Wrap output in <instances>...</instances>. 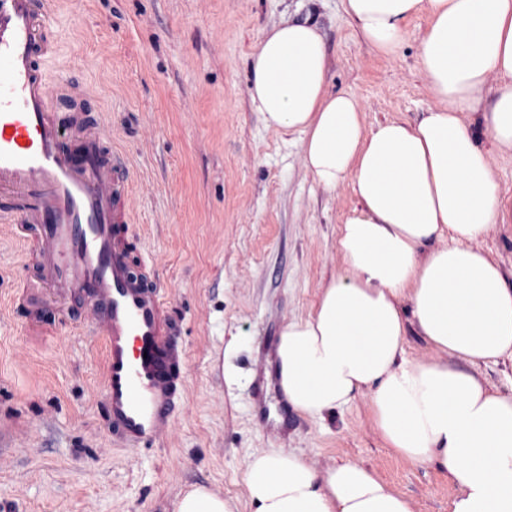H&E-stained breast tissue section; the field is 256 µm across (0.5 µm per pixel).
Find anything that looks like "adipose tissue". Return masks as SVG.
Returning <instances> with one entry per match:
<instances>
[{"label":"adipose tissue","mask_w":512,"mask_h":512,"mask_svg":"<svg viewBox=\"0 0 512 512\" xmlns=\"http://www.w3.org/2000/svg\"><path fill=\"white\" fill-rule=\"evenodd\" d=\"M344 12L385 55L407 22L427 14L420 67L436 104L419 120L365 130L357 101L327 86L318 26L294 20L270 31L251 58L250 96L267 126L303 133L314 178L351 180L357 204L341 230L345 273L322 291L314 315L289 322L277 370L289 405L324 420L371 393L389 448L434 466L455 489L450 512H512V394L489 387L481 365L512 356V288L473 243L504 208L476 141L484 127L512 155V0H343ZM501 82L488 91L486 78ZM456 365L405 355L408 330ZM253 512H413L410 500L354 463L316 470L302 458L258 451L244 464ZM174 512H238L205 486Z\"/></svg>","instance_id":"1"}]
</instances>
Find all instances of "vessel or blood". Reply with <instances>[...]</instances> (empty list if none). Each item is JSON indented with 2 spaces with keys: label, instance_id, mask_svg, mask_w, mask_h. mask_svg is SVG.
<instances>
[{
  "label": "vessel or blood",
  "instance_id": "obj_1",
  "mask_svg": "<svg viewBox=\"0 0 512 512\" xmlns=\"http://www.w3.org/2000/svg\"><path fill=\"white\" fill-rule=\"evenodd\" d=\"M49 18L35 0H0V197L12 204L17 235L37 244L41 281L81 290L95 305L112 431L139 449L172 418L183 353L170 341L160 284L132 277L129 217L114 193L123 159L105 153L95 120L52 106L41 66Z\"/></svg>",
  "mask_w": 512,
  "mask_h": 512
}]
</instances>
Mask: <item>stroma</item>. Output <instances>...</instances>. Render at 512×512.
<instances>
[{
	"instance_id": "35a3bbf8",
	"label": "stroma",
	"mask_w": 512,
	"mask_h": 512,
	"mask_svg": "<svg viewBox=\"0 0 512 512\" xmlns=\"http://www.w3.org/2000/svg\"><path fill=\"white\" fill-rule=\"evenodd\" d=\"M51 83L82 97L57 107L99 122L127 162L129 240L164 287L186 354L159 439L135 450L112 434L105 361L91 302L38 286L30 247L0 217V512H174L194 485L251 512L244 462L274 450L322 469L375 470L415 512H449L454 489L433 466L398 457L376 430L369 392L325 422L259 420L252 382L288 322L311 315L344 269L340 228L357 199L328 190L297 131L268 127L249 96V62L275 26L311 17L328 50L331 91L355 97L365 128L414 121L435 104L419 66L426 15L381 54L342 0H53ZM512 286V214L476 242ZM29 298L18 302L17 291Z\"/></svg>"
}]
</instances>
